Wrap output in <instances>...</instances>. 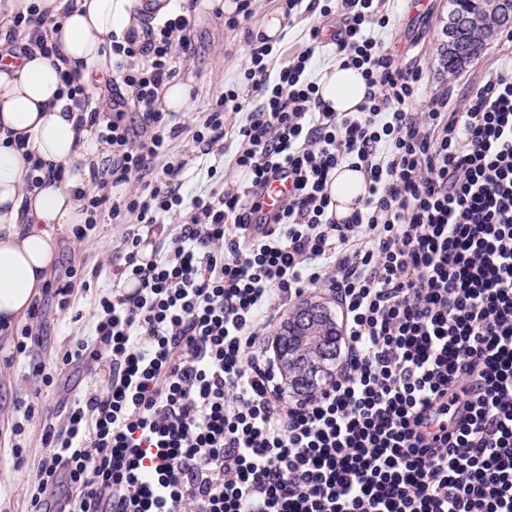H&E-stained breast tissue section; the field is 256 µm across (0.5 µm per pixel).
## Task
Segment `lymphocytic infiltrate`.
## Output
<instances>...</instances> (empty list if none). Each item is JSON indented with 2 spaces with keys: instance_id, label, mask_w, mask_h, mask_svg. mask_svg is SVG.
<instances>
[{
  "instance_id": "lymphocytic-infiltrate-1",
  "label": "lymphocytic infiltrate",
  "mask_w": 512,
  "mask_h": 512,
  "mask_svg": "<svg viewBox=\"0 0 512 512\" xmlns=\"http://www.w3.org/2000/svg\"><path fill=\"white\" fill-rule=\"evenodd\" d=\"M386 0H337L343 66L366 83L333 112L310 75L313 50L270 73L250 44L259 103L225 89L194 134L247 180L184 199L180 131L158 90L176 76L173 37L196 0L113 43V80L138 89L137 125L105 124L123 146L114 183L166 157V183L125 207V260L95 308L92 340L65 363H110L105 392L44 421L50 454L33 468L29 512H512V68L492 72L462 111L447 96L413 111L423 71L375 38ZM150 57L148 68L131 61ZM245 112L224 130L226 111ZM363 172L366 193L337 219L328 183ZM288 178L280 210L264 187ZM186 212L140 261L139 225ZM133 291H124V283ZM323 288L342 314L344 358L311 395H288L259 331Z\"/></svg>"
}]
</instances>
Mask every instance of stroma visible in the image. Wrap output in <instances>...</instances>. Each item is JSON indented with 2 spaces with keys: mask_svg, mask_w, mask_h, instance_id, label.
<instances>
[{
  "mask_svg": "<svg viewBox=\"0 0 512 512\" xmlns=\"http://www.w3.org/2000/svg\"><path fill=\"white\" fill-rule=\"evenodd\" d=\"M285 0H252V14L237 27H228L217 12L194 13L186 32L190 44L188 53L178 54L177 66L182 77H193L194 96L190 111L171 116V123L180 125V135L170 144L174 156L196 155L200 149L192 139L196 126L229 87L240 88L244 97L254 93L244 81L250 65L249 39L264 17L281 8ZM448 0H391L390 23L375 29L374 34L395 56L399 63H416L425 74V90L413 105L414 111H426L431 97L479 83L489 71L500 68L505 54L501 39L486 44L481 54L455 73L443 66V26L448 17ZM288 26V33L279 44L270 62V70H279L288 61L311 46L309 30L319 27L321 45L315 49L314 72L336 57L332 34L337 27L335 16L320 12L298 11ZM312 47V46H311ZM125 225L113 223L107 211H99L96 223L86 230L83 240H65L52 275L39 298V311L27 324L35 336L28 355H17L15 343L20 328L0 332V512H28L26 494L29 471L16 468L11 457L9 430L13 423H23L24 434L19 441L31 459L46 456L41 442V419L44 415L63 416L75 393L102 388L109 374L107 362L94 368L72 363L62 358L74 343L90 339L91 310L100 297L112 287L110 268L124 262L122 240ZM71 284V304L62 309L53 296L55 289ZM51 365L55 372L52 387L41 388L32 369L37 364ZM37 401L32 418H25L19 401Z\"/></svg>",
  "mask_w": 512,
  "mask_h": 512,
  "instance_id": "1",
  "label": "stroma"
}]
</instances>
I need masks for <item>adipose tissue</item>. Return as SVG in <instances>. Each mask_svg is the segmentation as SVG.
Wrapping results in <instances>:
<instances>
[{
    "label": "adipose tissue",
    "mask_w": 512,
    "mask_h": 512,
    "mask_svg": "<svg viewBox=\"0 0 512 512\" xmlns=\"http://www.w3.org/2000/svg\"><path fill=\"white\" fill-rule=\"evenodd\" d=\"M32 5L59 53L0 64V324L8 329L28 320L63 237L88 221L84 195L96 190L117 153L101 137L103 124L65 111L61 75L79 73L93 100L106 101L105 78L117 60L113 37L132 31L138 42L146 40L140 0H0V30L12 28L16 12ZM365 89L360 71L338 61L319 81L322 100L335 112L355 111ZM30 154L52 165L56 179L30 187ZM328 193L337 216H349L365 194L362 172L340 166Z\"/></svg>",
    "instance_id": "obj_1"
}]
</instances>
